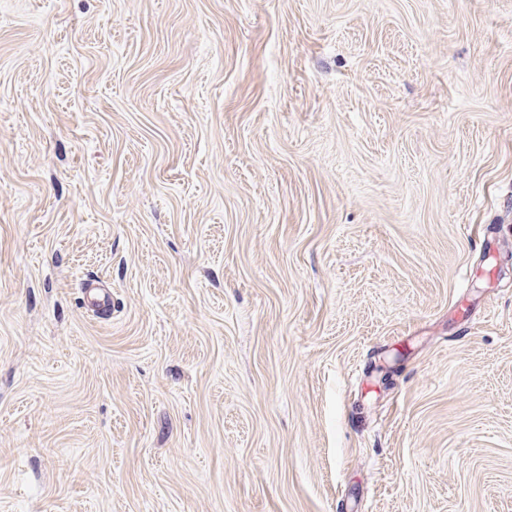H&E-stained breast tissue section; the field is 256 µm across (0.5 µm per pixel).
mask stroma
Masks as SVG:
<instances>
[{"label": "stroma", "instance_id": "35a3bbf8", "mask_svg": "<svg viewBox=\"0 0 512 512\" xmlns=\"http://www.w3.org/2000/svg\"><path fill=\"white\" fill-rule=\"evenodd\" d=\"M0 512H512V0H0Z\"/></svg>", "mask_w": 512, "mask_h": 512}]
</instances>
